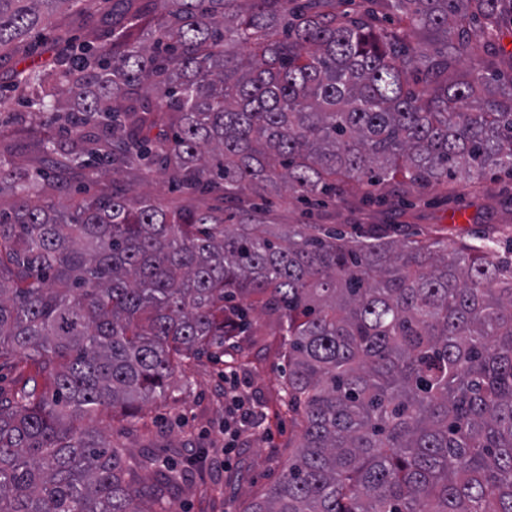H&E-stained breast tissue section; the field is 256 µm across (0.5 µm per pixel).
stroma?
<instances>
[{"label": "stroma", "instance_id": "35a3bbf8", "mask_svg": "<svg viewBox=\"0 0 512 512\" xmlns=\"http://www.w3.org/2000/svg\"><path fill=\"white\" fill-rule=\"evenodd\" d=\"M39 120L9 100L0 112V148L6 158L22 167L42 171L55 182L54 171L45 167ZM144 188L167 207L207 210L224 207L234 213L253 208L255 196L233 197L222 202L218 194H196L174 186L167 176L128 167L114 177L69 178L65 193L50 190L51 198L67 204L112 188ZM360 187L340 199L312 206L294 197L273 199L264 214L268 224H323L348 232H363L376 224L400 225L402 233L420 240H437L460 246L473 235L489 229L501 234L503 245L512 244V177L488 171L480 183L459 177L427 189H408L389 197L385 204L362 202ZM246 364L238 381L252 404L262 407L260 428L244 427L234 453H224L223 362L202 361L189 380L175 378L172 397L149 406L145 423L126 427L114 440L132 455L152 452L164 464L186 474L183 481L165 484L154 469L139 471L141 488L151 495L174 502L177 512H242L278 480L288 463V438L294 428L289 416H275L281 394L285 363L280 355L276 323L257 319L253 335L236 347Z\"/></svg>", "mask_w": 512, "mask_h": 512}]
</instances>
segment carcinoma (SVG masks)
Masks as SVG:
<instances>
[{"label":"carcinoma","instance_id":"1","mask_svg":"<svg viewBox=\"0 0 512 512\" xmlns=\"http://www.w3.org/2000/svg\"><path fill=\"white\" fill-rule=\"evenodd\" d=\"M83 0H0L9 80L80 175L317 198L512 175V74L481 52L512 0H117L112 36H27ZM396 12L383 26L377 7ZM441 43L432 52L423 42ZM250 50L244 57L239 49ZM470 55V69L457 72ZM0 512H154L116 424L278 320L294 460L247 512H512V258L114 191L62 205L0 154ZM33 374V367L26 365L21 360H17L11 365L2 366L0 370L1 392H9L19 380L25 379Z\"/></svg>","mask_w":512,"mask_h":512}]
</instances>
